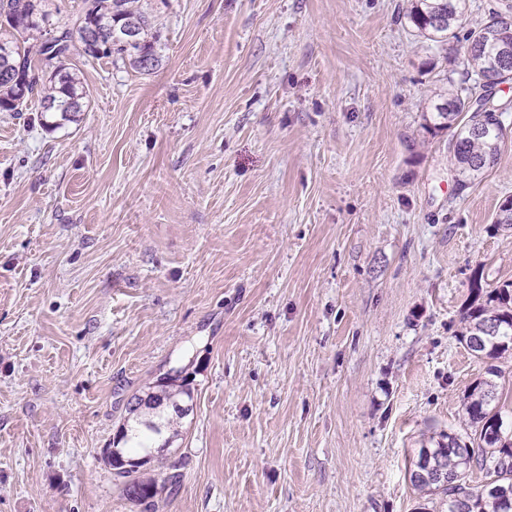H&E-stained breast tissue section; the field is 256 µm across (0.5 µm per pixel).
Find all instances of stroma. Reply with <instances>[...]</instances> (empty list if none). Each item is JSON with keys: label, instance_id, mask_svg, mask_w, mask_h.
<instances>
[{"label": "stroma", "instance_id": "stroma-1", "mask_svg": "<svg viewBox=\"0 0 512 512\" xmlns=\"http://www.w3.org/2000/svg\"><path fill=\"white\" fill-rule=\"evenodd\" d=\"M142 3L155 70L75 52L80 121L0 112V512H416L471 285L512 282V112L461 188L424 117L477 76L407 0ZM172 367L142 504L103 451Z\"/></svg>", "mask_w": 512, "mask_h": 512}]
</instances>
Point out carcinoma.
<instances>
[{
	"mask_svg": "<svg viewBox=\"0 0 512 512\" xmlns=\"http://www.w3.org/2000/svg\"><path fill=\"white\" fill-rule=\"evenodd\" d=\"M461 2L412 0L406 17L424 36L463 42L467 66L479 76L477 86L460 95L448 94L433 112L434 128L459 125L449 150L459 185L464 187L493 165L500 152L504 128L499 116L493 111L472 110L468 99L477 95L484 100L496 85L505 80L512 83V66L503 72L493 66L503 41L512 57V32L502 36L486 22L459 34ZM84 3L83 12L71 25L59 18L48 0H0V44L11 48L9 56H0V112H22L35 99L42 112L58 114L64 121L87 111L88 95L80 86L76 65L70 62L77 44L86 58L115 56L140 72L159 65V34L141 0ZM89 31L94 34L92 42L85 37ZM131 33L137 37L134 44L127 42ZM21 86L30 91L22 101L18 96ZM493 223L512 229V199L499 207ZM461 323L460 341L476 358L489 363L487 374L491 375L468 393L466 414L474 437L439 434L419 449L409 480L423 495L442 496L447 512H512V435L503 431L492 407L497 398L494 378L500 375L493 361L512 355V283L486 292L484 300L467 309ZM192 400L193 391L180 368L159 374L150 386L131 397L129 411L143 407L147 412L132 418L131 428H121V447L105 449L107 463L130 499L144 502L153 497L156 486L155 479L139 475L142 464L132 453L152 447L154 438L162 435L173 442L187 416L183 406ZM475 469L488 477L477 490L467 483L468 473Z\"/></svg>",
	"mask_w": 512,
	"mask_h": 512,
	"instance_id": "obj_1",
	"label": "carcinoma"
}]
</instances>
